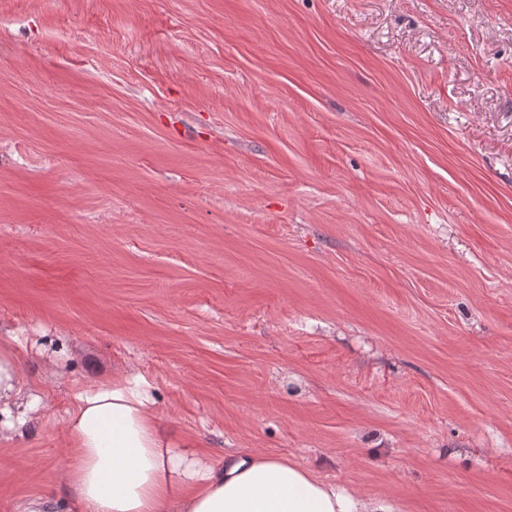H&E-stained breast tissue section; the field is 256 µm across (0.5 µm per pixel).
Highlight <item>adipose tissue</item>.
Wrapping results in <instances>:
<instances>
[{"instance_id": "obj_1", "label": "adipose tissue", "mask_w": 512, "mask_h": 512, "mask_svg": "<svg viewBox=\"0 0 512 512\" xmlns=\"http://www.w3.org/2000/svg\"><path fill=\"white\" fill-rule=\"evenodd\" d=\"M144 383L138 376L79 395L66 421L74 443L67 492L30 499L21 512H391L280 457L235 451L218 464L175 447ZM38 406L17 350L0 347V433L24 435Z\"/></svg>"}]
</instances>
